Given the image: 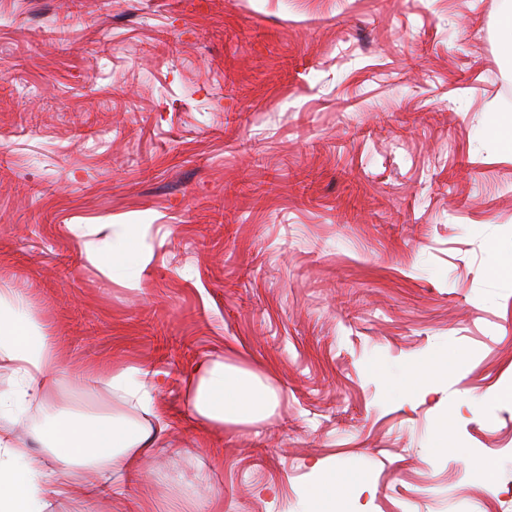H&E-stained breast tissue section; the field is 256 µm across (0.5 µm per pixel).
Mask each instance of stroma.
<instances>
[{
	"instance_id": "stroma-1",
	"label": "stroma",
	"mask_w": 512,
	"mask_h": 512,
	"mask_svg": "<svg viewBox=\"0 0 512 512\" xmlns=\"http://www.w3.org/2000/svg\"><path fill=\"white\" fill-rule=\"evenodd\" d=\"M512 0H0V290L96 368L163 371L140 474L51 512H512ZM83 224H136L139 282ZM466 362L407 398L403 365ZM221 357L279 395L200 430L185 373ZM44 412L0 417L31 436ZM122 485V496L111 494ZM336 499L339 507L344 510H336ZM346 498H336V479L329 477L323 479L314 487L310 497V511L306 512H351L348 504H345Z\"/></svg>"
}]
</instances>
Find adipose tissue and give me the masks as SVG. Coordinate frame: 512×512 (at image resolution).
<instances>
[{
    "instance_id": "1",
    "label": "adipose tissue",
    "mask_w": 512,
    "mask_h": 512,
    "mask_svg": "<svg viewBox=\"0 0 512 512\" xmlns=\"http://www.w3.org/2000/svg\"><path fill=\"white\" fill-rule=\"evenodd\" d=\"M104 243L87 242L88 258L110 273L139 281L149 259L140 250L138 227L111 224ZM0 362L16 384L0 391V414L37 403L57 408L56 388L64 375L55 342L25 302L0 291ZM81 397L88 410L77 418L59 412L36 440L51 448L57 468L45 473L28 465V442L0 433V512H48L53 503L85 491L90 474L134 473L168 430V415L155 397L159 372L144 367L94 370ZM187 399L203 430L257 424L279 404L275 390L256 374L204 359L185 375Z\"/></svg>"
}]
</instances>
